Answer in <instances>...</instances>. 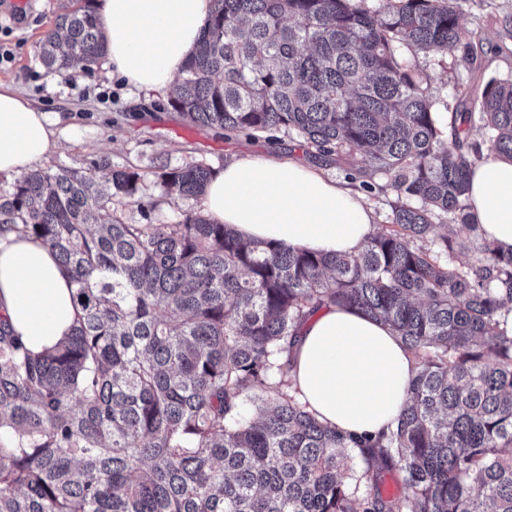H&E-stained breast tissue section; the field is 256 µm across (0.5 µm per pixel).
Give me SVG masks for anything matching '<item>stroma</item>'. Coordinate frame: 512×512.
Returning <instances> with one entry per match:
<instances>
[{
  "label": "stroma",
  "instance_id": "stroma-1",
  "mask_svg": "<svg viewBox=\"0 0 512 512\" xmlns=\"http://www.w3.org/2000/svg\"><path fill=\"white\" fill-rule=\"evenodd\" d=\"M14 0H0V26L11 28L14 59L0 66V83L12 86L35 108L60 116L57 127L61 147L42 161V168L90 171L93 160L109 155L113 165L153 170L157 162L169 167L201 163L211 168L247 154H264L277 148L284 157L305 158L299 145L283 133L231 137L223 130L191 126L167 104V96L137 94L125 81L102 69L87 71L81 79H59L37 56L43 36L54 26L65 0H29V14L11 15ZM460 22L473 32L474 55L463 53L419 55L416 63L431 78L443 129H450L464 105L457 86L482 89L492 76L512 75V0H462ZM146 198L154 209V223H175L184 214L202 211L201 200L169 198L156 183H148ZM130 224L143 223L136 205L117 206Z\"/></svg>",
  "mask_w": 512,
  "mask_h": 512
}]
</instances>
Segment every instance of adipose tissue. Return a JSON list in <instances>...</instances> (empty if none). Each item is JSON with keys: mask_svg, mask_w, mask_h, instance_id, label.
<instances>
[{"mask_svg": "<svg viewBox=\"0 0 512 512\" xmlns=\"http://www.w3.org/2000/svg\"><path fill=\"white\" fill-rule=\"evenodd\" d=\"M210 0H97L107 40L102 68L137 91H168L195 54ZM47 113L0 84V174L19 175L55 153ZM466 200L478 234L512 250V157L485 151L472 168ZM208 218L243 239L339 255L358 252L376 232L362 193L318 164L247 156L225 163L209 181ZM69 272L41 241L0 233V316L33 352L67 336L76 309ZM415 374L399 338L382 322L331 306L316 313L294 349L300 401L320 422L351 436L377 438L395 428Z\"/></svg>", "mask_w": 512, "mask_h": 512, "instance_id": "adipose-tissue-1", "label": "adipose tissue"}]
</instances>
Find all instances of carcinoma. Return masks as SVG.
I'll return each instance as SVG.
<instances>
[{
	"instance_id": "1",
	"label": "carcinoma",
	"mask_w": 512,
	"mask_h": 512,
	"mask_svg": "<svg viewBox=\"0 0 512 512\" xmlns=\"http://www.w3.org/2000/svg\"><path fill=\"white\" fill-rule=\"evenodd\" d=\"M94 0L56 17L38 55L89 70L105 36ZM197 54L169 92L191 125L302 139L362 187L384 176L391 224L352 255L245 242L188 213L149 217L142 190L198 198L213 175L36 169L0 190V232L48 245L71 274L77 318L32 353L0 327V512H512V253L476 234L465 147L479 127L512 157V79L460 90L445 142L429 77L413 59L468 50L459 0H211ZM451 217L452 235L437 233ZM427 240L430 248L413 245ZM486 254L457 266L456 250ZM383 322L417 371L396 429L346 439L297 398L292 353L323 307ZM352 457L362 471L341 476ZM397 472L403 496L383 493ZM365 490H360V487Z\"/></svg>"
}]
</instances>
